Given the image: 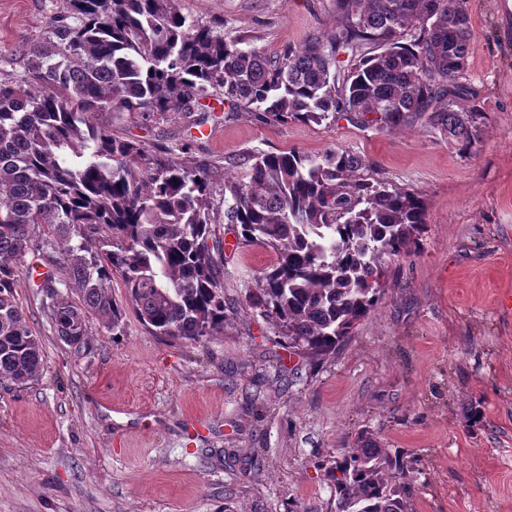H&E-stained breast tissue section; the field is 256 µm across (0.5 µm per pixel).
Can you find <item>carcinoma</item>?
I'll return each mask as SVG.
<instances>
[{
	"label": "carcinoma",
	"instance_id": "carcinoma-1",
	"mask_svg": "<svg viewBox=\"0 0 512 512\" xmlns=\"http://www.w3.org/2000/svg\"><path fill=\"white\" fill-rule=\"evenodd\" d=\"M62 18L25 46L26 77L0 80V379L40 374L42 345L15 299L13 264L45 247L60 278L43 283L58 338L89 349L92 323L116 331L119 275L157 336L224 332L221 250L208 174L96 123L99 112L145 119L192 112L213 91L231 112L264 121L346 117L396 132L422 120L471 150L481 110L453 81L471 54L467 0H332L333 30L268 55L185 15L176 0H67ZM364 54L348 66L340 51ZM467 98L466 110L456 108ZM224 184V221L275 258L246 286V305L288 343L332 355L375 309L381 276L426 227V202L361 176L360 155L333 149L251 156ZM68 293H63L61 288ZM327 477L336 512H409L403 463L366 434Z\"/></svg>",
	"mask_w": 512,
	"mask_h": 512
}]
</instances>
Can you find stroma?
<instances>
[{"label":"stroma","mask_w":512,"mask_h":512,"mask_svg":"<svg viewBox=\"0 0 512 512\" xmlns=\"http://www.w3.org/2000/svg\"><path fill=\"white\" fill-rule=\"evenodd\" d=\"M227 38L277 54L334 27L331 0H178ZM473 37L461 83L478 93L479 140L459 153L415 122L387 133L346 119L260 122L201 109L151 121L102 112L99 125L210 175L224 244V333H150L120 278L119 334L98 327L74 352L55 335L40 252L13 267L15 298L43 349L39 378L0 380V512H333L327 469L372 434L412 473V512H512V0H469ZM66 0H0V74L23 76L26 42L68 15ZM343 148L367 177L427 201L411 255L392 260L384 296L333 355L312 359L246 311L244 285L271 263L224 221V182L251 155ZM228 448L260 462L225 466Z\"/></svg>","instance_id":"1"}]
</instances>
